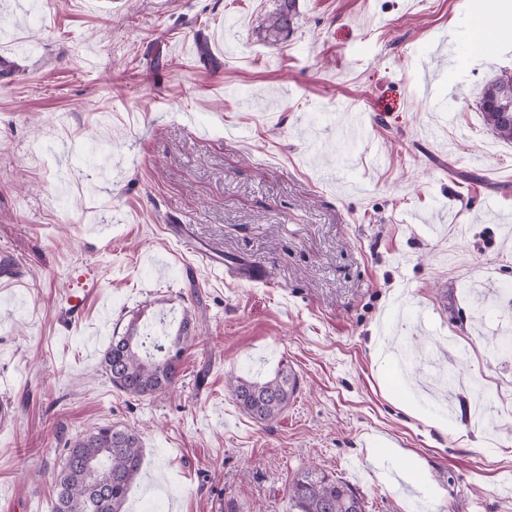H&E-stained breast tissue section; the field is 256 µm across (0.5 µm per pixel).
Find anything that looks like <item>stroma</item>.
<instances>
[{"label": "stroma", "mask_w": 512, "mask_h": 512, "mask_svg": "<svg viewBox=\"0 0 512 512\" xmlns=\"http://www.w3.org/2000/svg\"><path fill=\"white\" fill-rule=\"evenodd\" d=\"M275 8L0 0V512H50L65 441L106 424L142 438L128 512H285L313 463L366 512H512V350L492 346L512 321V143L480 105L512 51L484 56L470 0H298L280 42ZM430 51L438 106L417 94ZM340 102L367 125L350 144ZM185 317L175 391L112 387L113 336ZM434 364L470 369L486 423L471 386H428ZM285 365L294 399L256 422L227 375ZM296 11V0H277L275 10L264 20L265 37L274 42L288 38Z\"/></svg>", "instance_id": "obj_1"}]
</instances>
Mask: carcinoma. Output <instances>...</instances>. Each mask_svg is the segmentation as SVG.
<instances>
[{
    "label": "carcinoma",
    "instance_id": "obj_1",
    "mask_svg": "<svg viewBox=\"0 0 512 512\" xmlns=\"http://www.w3.org/2000/svg\"><path fill=\"white\" fill-rule=\"evenodd\" d=\"M295 11L296 0H277L264 20L265 38H288ZM481 101L492 104L482 109L487 125L498 138L512 142V74L491 80ZM194 339L188 318L168 336L143 333L133 321L101 351V368L112 386L129 397L166 393L180 378L181 360ZM226 386L236 405L261 423L276 419L298 390L296 376L283 368L265 380L230 376ZM142 461L140 435L126 427H97L65 442L51 512H126ZM286 512H365V502L347 481L310 465L289 481Z\"/></svg>",
    "mask_w": 512,
    "mask_h": 512
}]
</instances>
